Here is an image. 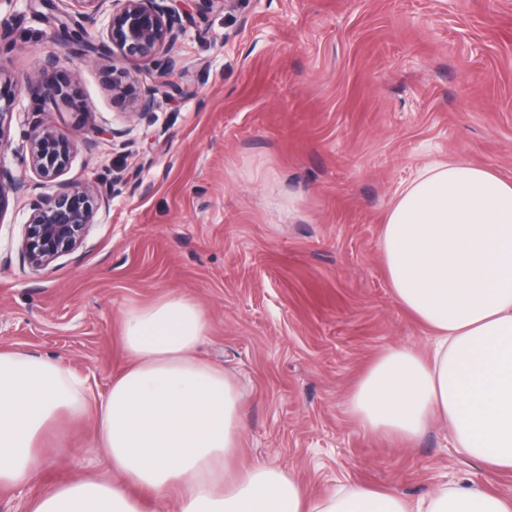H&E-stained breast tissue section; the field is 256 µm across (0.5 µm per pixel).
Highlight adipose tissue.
Instances as JSON below:
<instances>
[{
	"label": "adipose tissue",
	"mask_w": 512,
	"mask_h": 512,
	"mask_svg": "<svg viewBox=\"0 0 512 512\" xmlns=\"http://www.w3.org/2000/svg\"><path fill=\"white\" fill-rule=\"evenodd\" d=\"M382 255L398 303L429 329L426 351L381 353L348 412L377 437L410 443L435 422L484 469L512 472V181L439 163L396 193ZM205 310L168 294L120 316L124 359L106 393L60 363L0 351V488L29 484L61 418L95 412L104 472L46 487L26 512H512V495L474 483L411 502L353 483L313 497L280 467L232 471L240 396L198 357Z\"/></svg>",
	"instance_id": "adipose-tissue-1"
}]
</instances>
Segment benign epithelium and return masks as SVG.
I'll use <instances>...</instances> for the list:
<instances>
[{
    "label": "benign epithelium",
    "mask_w": 512,
    "mask_h": 512,
    "mask_svg": "<svg viewBox=\"0 0 512 512\" xmlns=\"http://www.w3.org/2000/svg\"><path fill=\"white\" fill-rule=\"evenodd\" d=\"M49 11V19L62 33V46L76 55L92 53L97 46L88 37L82 21L72 18L75 7L83 21L95 25L103 20L101 43L111 50L112 66L105 82L112 91V107L132 118L151 112L160 105L152 89L141 86L138 73L128 63L151 64L161 83L183 95L191 91L168 81L173 60L167 52L185 33L184 17L178 0H37ZM36 92L55 108L79 111L78 100L67 88L41 77L31 82ZM17 107L11 76L0 68V215L7 209V197L30 195L24 224L21 252L31 270L38 272L54 260L74 253L84 243L95 223L99 203L94 189L86 184L60 180L78 150V143L58 135L43 122H35L25 136L21 150L13 151L18 166L34 170L44 181L55 183L50 193L29 194L28 184L14 175L5 163L11 144L5 140L4 125Z\"/></svg>",
    "instance_id": "obj_1"
}]
</instances>
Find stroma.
Instances as JSON below:
<instances>
[{
    "mask_svg": "<svg viewBox=\"0 0 512 512\" xmlns=\"http://www.w3.org/2000/svg\"><path fill=\"white\" fill-rule=\"evenodd\" d=\"M173 82L193 95L127 121L103 80L108 56H66L28 0H0L16 80L5 137L34 121L80 148L66 180L103 205L83 246L39 272L21 256L28 209L0 218V349L61 362L106 392L122 366V309L171 292L206 311L203 358L240 394L238 462L281 467L312 495L369 483L413 501L464 480L512 493L430 428L410 445L366 434L347 412L386 349L429 346L397 302L381 250L397 191L439 162L512 180V0H187ZM82 112L33 117L45 60ZM125 131L111 137L112 129ZM301 211L288 216L289 202ZM34 484L0 490L23 512L36 486L102 469L97 423L64 426Z\"/></svg>",
    "mask_w": 512,
    "mask_h": 512,
    "instance_id": "obj_1",
    "label": "stroma"
}]
</instances>
